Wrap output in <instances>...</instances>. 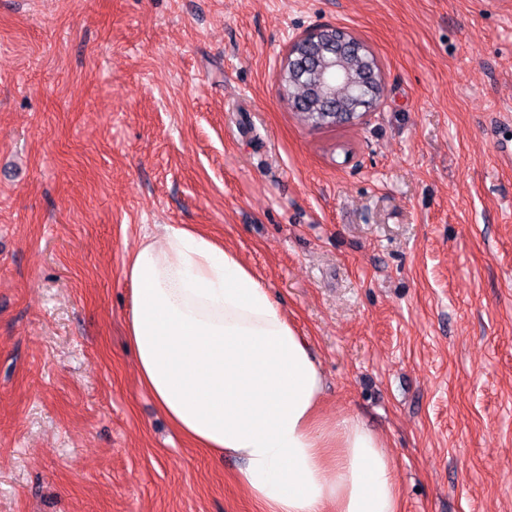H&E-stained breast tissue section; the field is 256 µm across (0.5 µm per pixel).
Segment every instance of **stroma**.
Returning <instances> with one entry per match:
<instances>
[{"instance_id":"1","label":"stroma","mask_w":512,"mask_h":512,"mask_svg":"<svg viewBox=\"0 0 512 512\" xmlns=\"http://www.w3.org/2000/svg\"><path fill=\"white\" fill-rule=\"evenodd\" d=\"M333 24L379 106L279 93ZM512 0H0V512H257L139 384L123 267L185 224L306 336L400 512H512ZM349 41L357 47V52L346 50V61L358 81L338 84L334 90L321 85L317 75L322 64L336 54L339 45ZM368 74L374 78L372 92L364 85V77ZM279 82L281 95L287 101L290 99L292 109L301 120L312 127L326 129L340 128L358 120L363 113L359 104L371 102L368 108H363L365 112L369 111L378 104L385 90L377 60L368 47L333 26H324L303 51L292 52L284 58ZM336 112L354 113L338 118Z\"/></svg>"}]
</instances>
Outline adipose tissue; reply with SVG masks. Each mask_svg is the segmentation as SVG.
Wrapping results in <instances>:
<instances>
[{
	"instance_id": "obj_1",
	"label": "adipose tissue",
	"mask_w": 512,
	"mask_h": 512,
	"mask_svg": "<svg viewBox=\"0 0 512 512\" xmlns=\"http://www.w3.org/2000/svg\"><path fill=\"white\" fill-rule=\"evenodd\" d=\"M123 276L141 386L185 440L238 460L235 481L263 512H400L381 437L322 419L307 338L237 253L170 224L142 236Z\"/></svg>"
}]
</instances>
